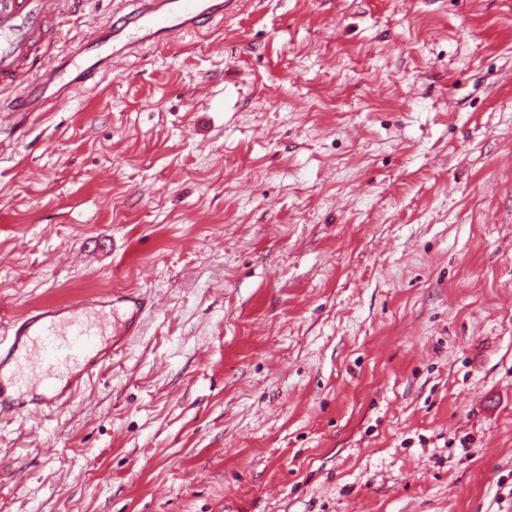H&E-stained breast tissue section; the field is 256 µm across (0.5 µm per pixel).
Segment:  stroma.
<instances>
[{
    "label": "stroma",
    "mask_w": 512,
    "mask_h": 512,
    "mask_svg": "<svg viewBox=\"0 0 512 512\" xmlns=\"http://www.w3.org/2000/svg\"><path fill=\"white\" fill-rule=\"evenodd\" d=\"M123 289L0 512H512V0H238L5 117L0 320Z\"/></svg>",
    "instance_id": "stroma-1"
}]
</instances>
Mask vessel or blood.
Instances as JSON below:
<instances>
[{
	"mask_svg": "<svg viewBox=\"0 0 512 512\" xmlns=\"http://www.w3.org/2000/svg\"><path fill=\"white\" fill-rule=\"evenodd\" d=\"M82 0H0V87L15 89L10 112H35L57 103L53 84L73 87L118 70L144 46L197 32L233 11L236 0H120L111 20L95 26L72 50L45 60L56 25ZM112 312L104 330L96 315ZM146 309L135 292H114L44 306L7 322L0 351V411L54 414L89 378L105 353L125 347Z\"/></svg>",
	"mask_w": 512,
	"mask_h": 512,
	"instance_id": "b4317fda",
	"label": "vessel or blood"
}]
</instances>
